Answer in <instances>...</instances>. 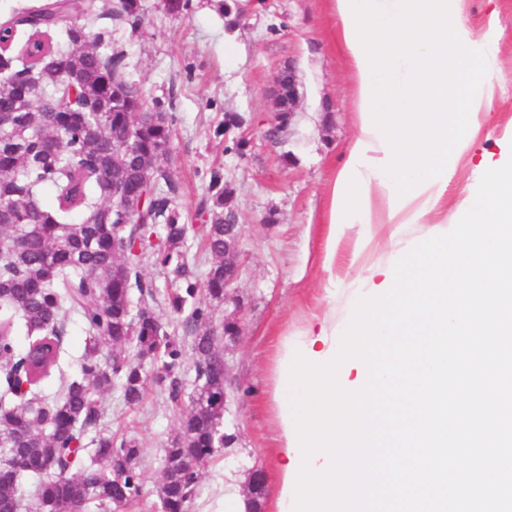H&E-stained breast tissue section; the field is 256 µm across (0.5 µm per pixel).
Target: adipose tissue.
<instances>
[{"instance_id": "ef3b65f1", "label": "adipose tissue", "mask_w": 512, "mask_h": 512, "mask_svg": "<svg viewBox=\"0 0 512 512\" xmlns=\"http://www.w3.org/2000/svg\"><path fill=\"white\" fill-rule=\"evenodd\" d=\"M333 10L360 121L331 189L327 271L353 225H393L392 256L403 228L426 224L443 204L456 159L492 124L499 81L492 55L500 34L491 22L474 28L464 0H333ZM335 327V315L315 314L296 340L324 353ZM293 341L279 339L278 357Z\"/></svg>"}]
</instances>
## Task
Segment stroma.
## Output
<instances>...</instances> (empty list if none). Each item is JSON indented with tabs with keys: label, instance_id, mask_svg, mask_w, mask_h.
<instances>
[{
	"label": "stroma",
	"instance_id": "1",
	"mask_svg": "<svg viewBox=\"0 0 512 512\" xmlns=\"http://www.w3.org/2000/svg\"><path fill=\"white\" fill-rule=\"evenodd\" d=\"M141 3L142 29L113 23L112 41L125 54L127 78L149 97L175 100L178 121L167 165L179 186V212L200 223L198 205L207 195L202 174L210 167L223 166L235 188L228 207L241 228L238 302L218 305L215 317L234 313L242 325L226 353L235 392L222 419L236 441L226 455L202 466L189 508L218 512L225 470L259 468L269 476L275 471L278 337L296 335L312 314L331 308L344 318L350 288L384 258L393 227L373 225L375 239L361 257L355 254V234H347L336 248L332 272L323 271L330 190L358 132L350 68L331 0H264L245 25L231 31L217 0H194L187 16L169 14L162 0ZM464 5L473 24L492 16L502 31L496 56L501 81L492 101L497 125L491 136L477 141L478 151L491 152L497 138L512 135V0H465ZM288 63L296 67L299 105L289 140L275 143L266 136L271 92ZM228 113L243 120L251 142L245 156L226 154L216 133ZM101 401L106 432L136 440L144 450L143 496L122 512H152L164 448L179 430L181 412L151 384L137 406L125 405L117 390Z\"/></svg>",
	"mask_w": 512,
	"mask_h": 512
}]
</instances>
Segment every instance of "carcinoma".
Returning <instances> with one entry per match:
<instances>
[{
  "instance_id": "carcinoma-1",
  "label": "carcinoma",
  "mask_w": 512,
  "mask_h": 512,
  "mask_svg": "<svg viewBox=\"0 0 512 512\" xmlns=\"http://www.w3.org/2000/svg\"><path fill=\"white\" fill-rule=\"evenodd\" d=\"M72 0L14 9L0 26V512H112L142 493V448L105 433L100 396L119 387L139 404L147 376L182 405L181 370L192 355L198 386L165 448L162 512H187L198 480L193 462L224 448V358L214 304L224 301V170L205 173L208 196L195 227L176 210L177 184L157 165L177 121L173 98L149 99L117 79L123 51L112 28L73 16ZM96 20L142 25L140 0H118ZM155 121L140 127V110ZM152 175L144 209L112 206V167ZM200 231L213 258L199 279L186 256ZM152 249L176 288L168 295L184 336H171L152 306L156 286L137 250ZM205 294L206 299L198 298ZM85 334L79 373L63 374L61 333ZM26 337V343L18 341Z\"/></svg>"
}]
</instances>
